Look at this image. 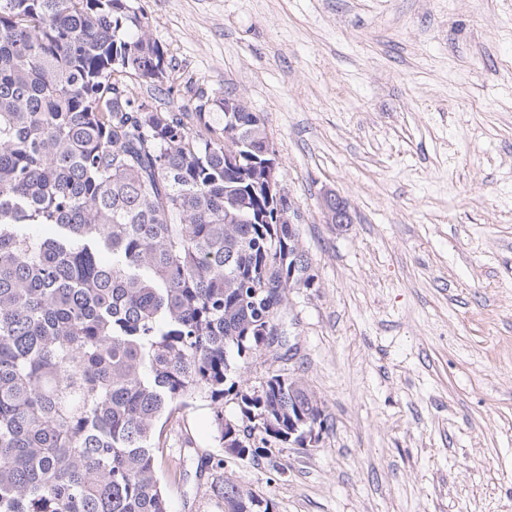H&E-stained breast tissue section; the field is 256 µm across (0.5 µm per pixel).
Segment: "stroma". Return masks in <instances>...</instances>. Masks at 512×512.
<instances>
[{
	"label": "stroma",
	"mask_w": 512,
	"mask_h": 512,
	"mask_svg": "<svg viewBox=\"0 0 512 512\" xmlns=\"http://www.w3.org/2000/svg\"><path fill=\"white\" fill-rule=\"evenodd\" d=\"M137 4L180 96L265 118L318 282L288 295L279 367L328 414L271 465L191 401L162 428L169 512H221L217 460L278 512H512V0ZM321 208L329 224H350L352 215L349 204L342 197L326 192L321 197Z\"/></svg>",
	"instance_id": "stroma-1"
}]
</instances>
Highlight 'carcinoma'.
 Returning <instances> with one entry per match:
<instances>
[{
  "instance_id": "carcinoma-1",
  "label": "carcinoma",
  "mask_w": 512,
  "mask_h": 512,
  "mask_svg": "<svg viewBox=\"0 0 512 512\" xmlns=\"http://www.w3.org/2000/svg\"><path fill=\"white\" fill-rule=\"evenodd\" d=\"M148 28L135 0H0V512H169L159 423L193 397L254 462L326 424L309 396L288 407L280 369L227 375L283 358L288 285L317 275L254 179L264 118L178 97Z\"/></svg>"
}]
</instances>
